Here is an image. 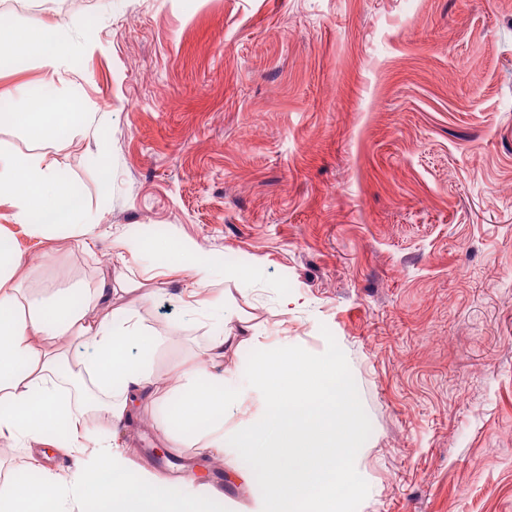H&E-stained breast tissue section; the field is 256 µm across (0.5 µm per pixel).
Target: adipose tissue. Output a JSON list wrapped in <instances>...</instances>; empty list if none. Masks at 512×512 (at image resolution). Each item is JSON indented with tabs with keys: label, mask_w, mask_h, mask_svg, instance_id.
Wrapping results in <instances>:
<instances>
[{
	"label": "adipose tissue",
	"mask_w": 512,
	"mask_h": 512,
	"mask_svg": "<svg viewBox=\"0 0 512 512\" xmlns=\"http://www.w3.org/2000/svg\"><path fill=\"white\" fill-rule=\"evenodd\" d=\"M5 41L15 45L16 57L37 54L49 73L67 50L59 29L38 20L0 25ZM79 118L68 101L23 97L0 114V127L54 139ZM1 202L39 242H55L63 231L93 234L92 225L74 223L78 199L47 158L0 151ZM25 271L17 241L0 237V439L28 449L66 428L74 464L68 474L49 472L39 483L0 486V512H194L178 488L125 465L109 437L133 405L147 408L160 398L161 381L149 367L159 336L148 335L132 310L113 307L112 291L102 285L21 296ZM232 321L220 317L205 364L171 368L179 403L159 430L173 441L194 434L203 448H219L227 417L247 414L233 446L265 477L262 512H345L365 421L342 356L272 348L254 367L248 389L231 388L222 365L239 343L228 331Z\"/></svg>",
	"instance_id": "ef3b65f1"
}]
</instances>
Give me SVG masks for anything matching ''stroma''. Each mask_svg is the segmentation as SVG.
Returning a JSON list of instances; mask_svg holds the SVG:
<instances>
[{
    "instance_id": "1",
    "label": "stroma",
    "mask_w": 512,
    "mask_h": 512,
    "mask_svg": "<svg viewBox=\"0 0 512 512\" xmlns=\"http://www.w3.org/2000/svg\"><path fill=\"white\" fill-rule=\"evenodd\" d=\"M32 16L69 48L52 75L0 68V98L43 86L84 118L2 127L0 150L54 160L97 236L45 251L5 205L0 230L24 292L104 280L164 336L169 397L118 429L126 465L195 502L222 489L216 512L268 493L232 436L203 453L155 426L215 328L154 249L191 241L236 335L338 347L367 442L349 512H512V0H0V23Z\"/></svg>"
}]
</instances>
